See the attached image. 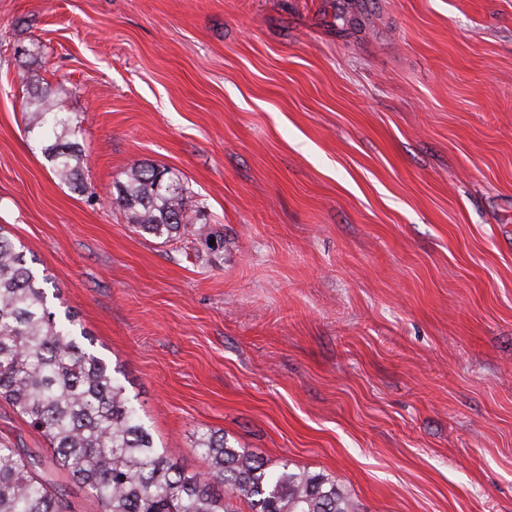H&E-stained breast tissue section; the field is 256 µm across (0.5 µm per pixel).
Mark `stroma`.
Listing matches in <instances>:
<instances>
[{"mask_svg": "<svg viewBox=\"0 0 512 512\" xmlns=\"http://www.w3.org/2000/svg\"><path fill=\"white\" fill-rule=\"evenodd\" d=\"M138 164L208 238L130 223ZM0 232L185 471L218 431L358 512H512V0H0ZM29 105V129L37 128L44 134L48 144L43 145L42 153L55 176L74 189H80L83 155L77 143L70 140L76 128L72 119L60 111L49 95H37Z\"/></svg>", "mask_w": 512, "mask_h": 512, "instance_id": "obj_1", "label": "stroma"}]
</instances>
